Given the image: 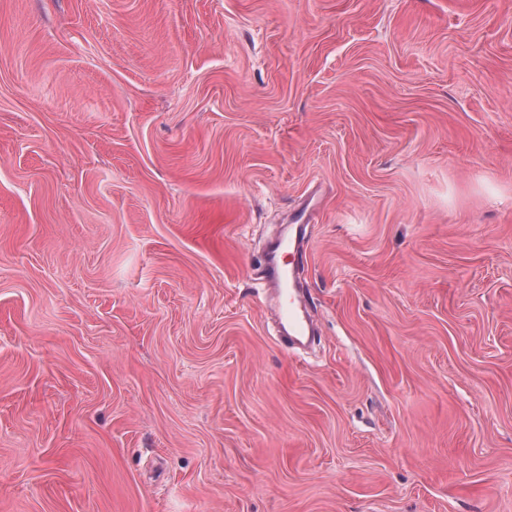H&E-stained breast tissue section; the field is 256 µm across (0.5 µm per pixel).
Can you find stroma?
I'll return each mask as SVG.
<instances>
[{
	"label": "stroma",
	"instance_id": "obj_1",
	"mask_svg": "<svg viewBox=\"0 0 512 512\" xmlns=\"http://www.w3.org/2000/svg\"><path fill=\"white\" fill-rule=\"evenodd\" d=\"M0 512H512V0H0ZM299 246L300 240L297 235L295 237H288V240H280L275 244L274 250L269 254V258L267 260V267L273 281L278 284H282L288 277L289 287L293 275L292 270L288 269L287 272L280 266L278 255L284 251H288V254L298 252ZM282 315L285 332L291 339L302 342L311 334L309 324L295 297H289L283 307Z\"/></svg>",
	"mask_w": 512,
	"mask_h": 512
}]
</instances>
